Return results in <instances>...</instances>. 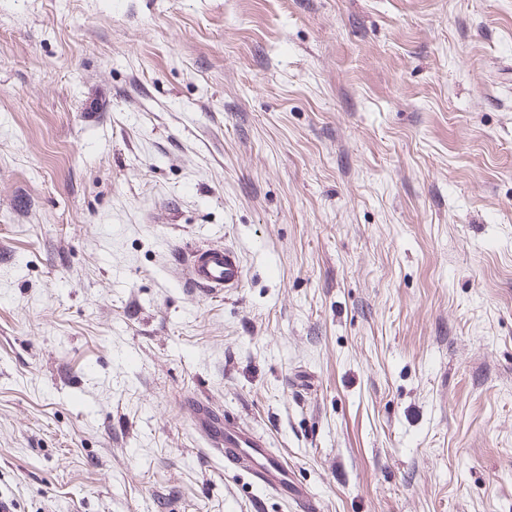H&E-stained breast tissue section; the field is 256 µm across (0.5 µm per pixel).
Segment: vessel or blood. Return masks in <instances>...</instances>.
<instances>
[{"label":"vessel or blood","mask_w":512,"mask_h":512,"mask_svg":"<svg viewBox=\"0 0 512 512\" xmlns=\"http://www.w3.org/2000/svg\"><path fill=\"white\" fill-rule=\"evenodd\" d=\"M183 266L186 282L207 294L233 291L245 279L241 256L228 245L191 247ZM191 414L195 431L209 448L223 456L225 471L246 475L251 488L276 495L289 503L293 512H320L317 498L245 420L215 414L207 404L196 400L191 403Z\"/></svg>","instance_id":"b4317fda"}]
</instances>
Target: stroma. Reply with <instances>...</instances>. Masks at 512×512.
Masks as SVG:
<instances>
[{"label": "stroma", "mask_w": 512, "mask_h": 512, "mask_svg": "<svg viewBox=\"0 0 512 512\" xmlns=\"http://www.w3.org/2000/svg\"><path fill=\"white\" fill-rule=\"evenodd\" d=\"M0 251L13 512H512V0H0ZM185 280L206 294L228 293L240 288L245 268L240 254L229 245H197L185 252ZM190 409L195 431L209 448L224 456L225 472L245 474L252 489L276 495L294 512H320L317 498L245 420L225 413L215 415L207 404L196 400Z\"/></svg>", "instance_id": "obj_1"}]
</instances>
